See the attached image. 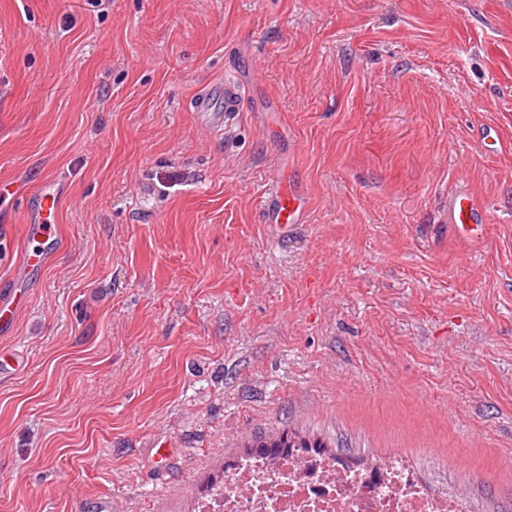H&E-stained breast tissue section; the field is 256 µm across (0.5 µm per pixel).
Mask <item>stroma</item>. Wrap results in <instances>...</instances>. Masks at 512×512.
Returning <instances> with one entry per match:
<instances>
[{
    "mask_svg": "<svg viewBox=\"0 0 512 512\" xmlns=\"http://www.w3.org/2000/svg\"><path fill=\"white\" fill-rule=\"evenodd\" d=\"M2 185L0 512H192L288 432L512 512V0H0ZM218 90L221 97H224V109L210 107L209 95L199 98L195 107L198 120L215 131L227 129L232 125L237 116L235 113L241 111L243 100V90L235 79L224 80ZM306 193L298 186L288 167L276 175L271 189L265 192L260 206L267 215L269 224H278L282 229L289 224H300L307 209ZM59 201L57 195L50 190L43 191L36 201V223L30 224L29 231L26 233V245L24 250V259L27 267H35L44 265L48 258V251L44 247V243H40L37 238L45 237L49 239L53 233L52 229L55 224L51 220H55L58 213ZM33 242L38 244L32 246ZM448 215L451 224L461 237L479 238L484 232V216L487 206L469 194L456 193L448 200Z\"/></svg>",
    "mask_w": 512,
    "mask_h": 512,
    "instance_id": "obj_1",
    "label": "stroma"
}]
</instances>
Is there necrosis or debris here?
<instances>
[{
  "label": "necrosis or debris",
  "instance_id": "1",
  "mask_svg": "<svg viewBox=\"0 0 512 512\" xmlns=\"http://www.w3.org/2000/svg\"><path fill=\"white\" fill-rule=\"evenodd\" d=\"M196 512H469L464 489L426 490L403 450L351 466L317 448L241 457Z\"/></svg>",
  "mask_w": 512,
  "mask_h": 512
}]
</instances>
